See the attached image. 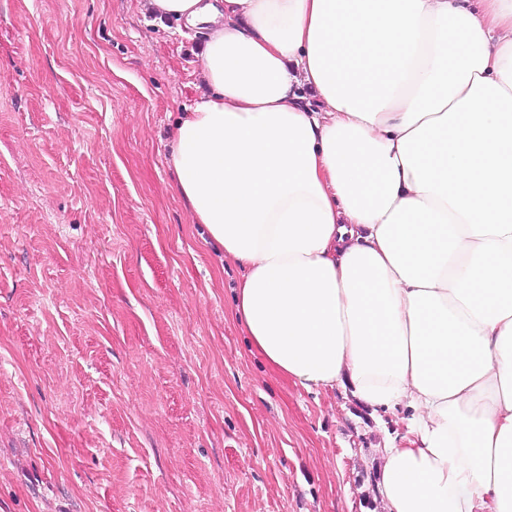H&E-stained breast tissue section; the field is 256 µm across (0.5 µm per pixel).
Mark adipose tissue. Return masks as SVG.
Masks as SVG:
<instances>
[{
	"instance_id": "1",
	"label": "adipose tissue",
	"mask_w": 512,
	"mask_h": 512,
	"mask_svg": "<svg viewBox=\"0 0 512 512\" xmlns=\"http://www.w3.org/2000/svg\"><path fill=\"white\" fill-rule=\"evenodd\" d=\"M149 6L210 28L171 163L252 347L404 412L383 512H512V0Z\"/></svg>"
}]
</instances>
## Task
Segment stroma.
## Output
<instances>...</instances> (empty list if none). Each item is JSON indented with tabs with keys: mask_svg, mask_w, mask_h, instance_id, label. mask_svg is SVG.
<instances>
[{
	"mask_svg": "<svg viewBox=\"0 0 512 512\" xmlns=\"http://www.w3.org/2000/svg\"><path fill=\"white\" fill-rule=\"evenodd\" d=\"M207 36L0 0V512H381L399 416L250 347L170 164Z\"/></svg>",
	"mask_w": 512,
	"mask_h": 512,
	"instance_id": "stroma-1",
	"label": "stroma"
}]
</instances>
